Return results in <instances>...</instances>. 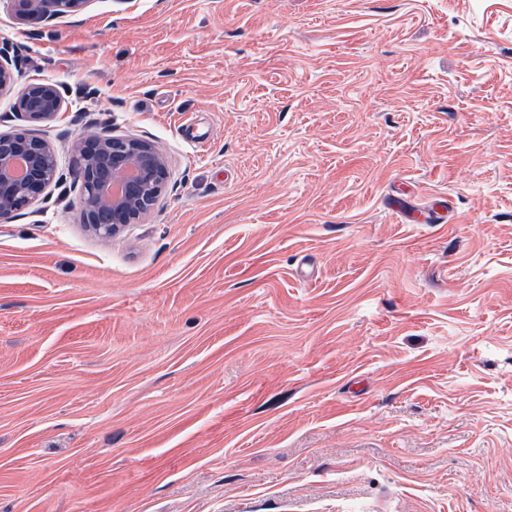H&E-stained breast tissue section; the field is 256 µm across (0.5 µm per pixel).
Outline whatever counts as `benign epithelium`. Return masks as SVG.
<instances>
[{"instance_id":"7a95c632","label":"benign epithelium","mask_w":512,"mask_h":512,"mask_svg":"<svg viewBox=\"0 0 512 512\" xmlns=\"http://www.w3.org/2000/svg\"><path fill=\"white\" fill-rule=\"evenodd\" d=\"M8 2L21 18L42 23L63 18L88 0ZM15 70L9 50L1 47L0 97L13 92ZM16 105L23 121L49 124L61 112L63 96L54 84L31 83L21 90ZM77 153L83 222L103 240L146 216L168 186V158L150 140L114 136L103 129L82 138ZM17 162L23 164L19 176L14 173ZM59 181L56 153L48 141L28 131L0 132V223L11 222Z\"/></svg>"}]
</instances>
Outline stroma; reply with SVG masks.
Here are the masks:
<instances>
[{
  "label": "stroma",
  "mask_w": 512,
  "mask_h": 512,
  "mask_svg": "<svg viewBox=\"0 0 512 512\" xmlns=\"http://www.w3.org/2000/svg\"><path fill=\"white\" fill-rule=\"evenodd\" d=\"M0 45L64 98L0 224V512H512V0L1 5ZM92 123L170 164L109 240ZM23 19L50 22L74 12L87 0H8Z\"/></svg>",
  "instance_id": "obj_1"
}]
</instances>
